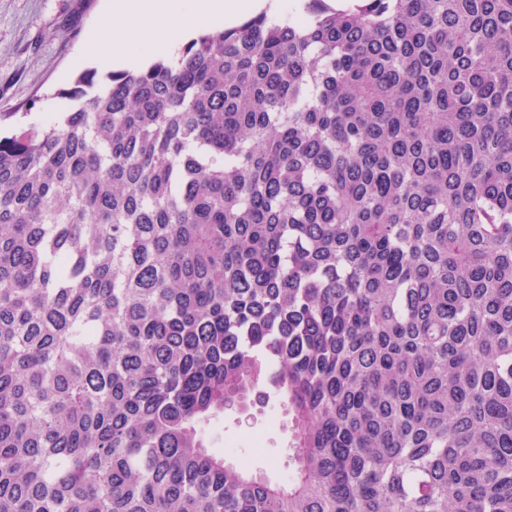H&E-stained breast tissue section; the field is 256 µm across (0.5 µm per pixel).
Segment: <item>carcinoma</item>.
Masks as SVG:
<instances>
[{
  "label": "carcinoma",
  "instance_id": "1",
  "mask_svg": "<svg viewBox=\"0 0 512 512\" xmlns=\"http://www.w3.org/2000/svg\"><path fill=\"white\" fill-rule=\"evenodd\" d=\"M303 2L0 139V512H512V0ZM209 433L213 448L226 453L227 461L242 465L272 483L288 479L291 432L286 426L283 408L272 393L269 400L264 399L248 413L224 412V422L211 427ZM259 433L264 437L263 452L254 454L251 441Z\"/></svg>",
  "mask_w": 512,
  "mask_h": 512
}]
</instances>
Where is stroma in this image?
Instances as JSON below:
<instances>
[{"label":"stroma","instance_id":"35a3bbf8","mask_svg":"<svg viewBox=\"0 0 512 512\" xmlns=\"http://www.w3.org/2000/svg\"><path fill=\"white\" fill-rule=\"evenodd\" d=\"M109 0H0V133L37 126L73 102L63 94L83 68L81 50ZM227 459L277 483L291 470V432L277 398L247 413L228 411L210 428ZM263 435L262 453L251 441Z\"/></svg>","mask_w":512,"mask_h":512}]
</instances>
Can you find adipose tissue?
Here are the masks:
<instances>
[{"instance_id":"obj_1","label":"adipose tissue","mask_w":512,"mask_h":512,"mask_svg":"<svg viewBox=\"0 0 512 512\" xmlns=\"http://www.w3.org/2000/svg\"><path fill=\"white\" fill-rule=\"evenodd\" d=\"M277 0H111L84 57L115 68L135 67L152 57L176 55L196 32L214 33L275 8Z\"/></svg>"}]
</instances>
